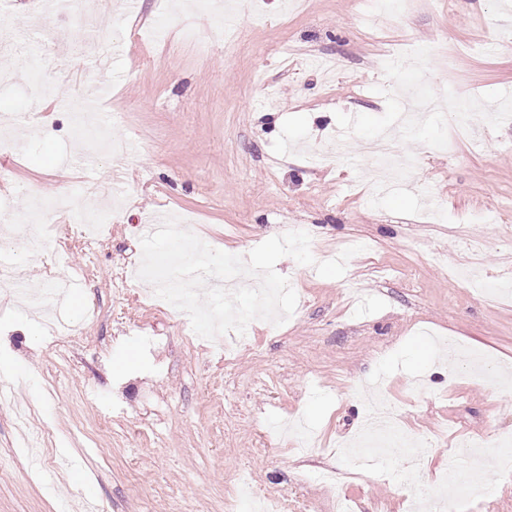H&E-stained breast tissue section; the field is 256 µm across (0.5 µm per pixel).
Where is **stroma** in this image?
<instances>
[{
  "label": "stroma",
  "instance_id": "obj_1",
  "mask_svg": "<svg viewBox=\"0 0 512 512\" xmlns=\"http://www.w3.org/2000/svg\"><path fill=\"white\" fill-rule=\"evenodd\" d=\"M375 0H128L81 25L98 0H62L55 16L72 41L43 39L32 0H10L16 72H0V115L33 104L17 82L39 81L50 127L28 125L0 155V202L11 214L31 197L55 200L57 183L98 208L122 199L93 238L27 223L0 237V270L31 283L32 303L0 291V378L22 379L15 398L54 437L39 474L15 450L13 408L0 402V512H225V496L255 485L274 512H331L334 494L356 512H410L408 489L363 474L335 489L319 473L340 468L330 444L355 435L367 411L357 391L377 363L429 331L512 371V119L489 124L484 104L512 105V0H413L370 22ZM120 44L100 73L81 47ZM107 91L97 130L76 138L73 114L97 82ZM422 101L450 93L470 102L480 148L454 117L425 112L397 128V88ZM391 133L415 161L410 183L376 178L374 140ZM167 214L209 246L240 254L289 231L310 234L325 261L349 243L364 252L343 277L281 258L297 294L277 329L250 324L252 341L223 351L184 333L170 304L145 310L151 285L136 272L140 226ZM53 236L56 262L25 259L27 236ZM79 277L54 306L77 335H29L31 304L46 281ZM422 388L398 371L381 390L397 425L429 441L419 459L428 485L472 436L512 434V392L438 363Z\"/></svg>",
  "mask_w": 512,
  "mask_h": 512
}]
</instances>
